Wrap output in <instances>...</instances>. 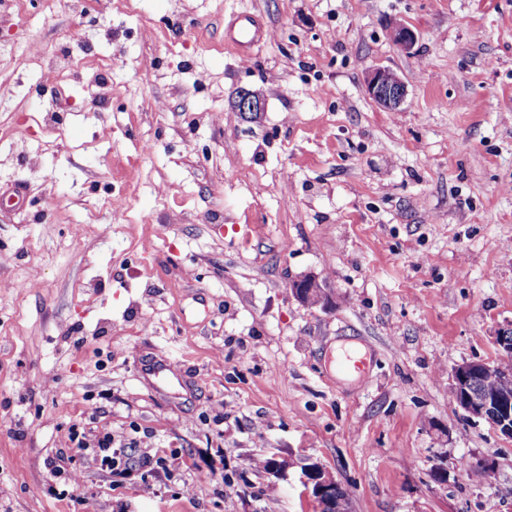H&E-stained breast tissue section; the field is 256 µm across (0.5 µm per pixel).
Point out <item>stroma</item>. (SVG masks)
Returning <instances> with one entry per match:
<instances>
[{
    "mask_svg": "<svg viewBox=\"0 0 512 512\" xmlns=\"http://www.w3.org/2000/svg\"><path fill=\"white\" fill-rule=\"evenodd\" d=\"M1 83L0 512H320L310 463L351 512H512V439L450 396L512 327V0H0ZM261 37V29L247 16L237 19L226 32L228 44L236 49L258 44ZM389 36L401 51L410 53L416 42L417 36L415 32L406 24H393L389 26ZM366 89L369 96L382 108L397 112L407 96V84L395 71L377 66L366 75ZM85 453V460L91 466H100L103 468L106 466L112 473H121L125 470L126 460L121 456L112 453V437L103 436L98 439L96 445L89 450V448H83ZM89 450V451H88Z\"/></svg>",
    "mask_w": 512,
    "mask_h": 512,
    "instance_id": "35a3bbf8",
    "label": "stroma"
}]
</instances>
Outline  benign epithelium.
Instances as JSON below:
<instances>
[{"mask_svg":"<svg viewBox=\"0 0 512 512\" xmlns=\"http://www.w3.org/2000/svg\"><path fill=\"white\" fill-rule=\"evenodd\" d=\"M389 36L401 51L413 50L417 36L406 24H390ZM366 89L369 96L382 108L396 112L404 104L407 96V84L395 71L388 67L377 66L366 75ZM490 364L481 361L464 363L456 367L452 382L462 388L463 393L455 403L470 417L487 421L501 435L512 438V393L503 392L494 395L467 389L468 384L489 372ZM307 482L313 486V494L324 505L325 512H350L347 501L336 497L332 483L333 477L322 468L310 465L304 467Z\"/></svg>","mask_w":512,"mask_h":512,"instance_id":"1","label":"benign epithelium"}]
</instances>
